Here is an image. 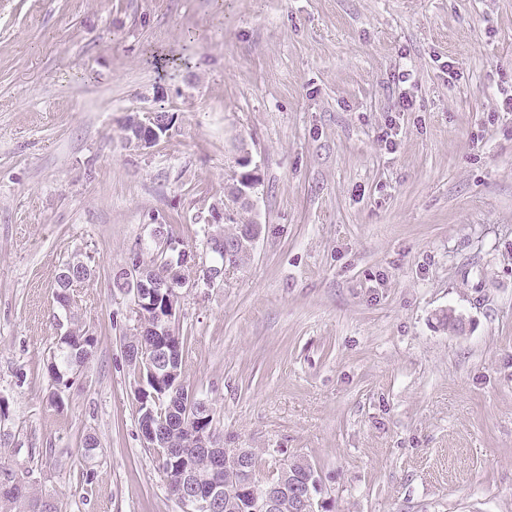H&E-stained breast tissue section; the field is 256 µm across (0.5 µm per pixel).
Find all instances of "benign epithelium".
I'll list each match as a JSON object with an SVG mask.
<instances>
[{
	"label": "benign epithelium",
	"mask_w": 512,
	"mask_h": 512,
	"mask_svg": "<svg viewBox=\"0 0 512 512\" xmlns=\"http://www.w3.org/2000/svg\"><path fill=\"white\" fill-rule=\"evenodd\" d=\"M174 121L168 111L161 108L146 112H136L125 120V139L138 149L153 147L161 138L169 135ZM235 181L227 187V198L216 201L209 207V215L204 221L206 246L203 252L189 248L184 243L164 231V225L154 224L150 230V240L158 248L157 254L166 271H148L135 260L112 271V277L123 285V294L131 296L137 314L136 330L146 322L151 326L153 339L147 346L139 349L126 348L125 356L133 360L144 361L148 369V380L152 383L166 381L174 390L184 391V395L194 398L185 391L182 379L181 351L173 323L176 308L183 289L213 288L224 282L227 264L214 260V255L230 250L225 243L223 230L226 217L239 206L253 207L258 195L260 178L257 169L236 172ZM198 270L196 279L187 281L182 278L184 267ZM86 267V263L74 258L66 266L65 276L71 279L70 291L54 295L59 308L71 314L73 290L82 284L74 274ZM192 403L181 406L180 402H171L168 419L155 423L152 418L141 420L139 429L143 444L147 448H165L168 432L181 429L186 423L195 424V430L186 448H166L168 456H177L182 460L197 454L205 456L210 471L200 473L193 468L179 470V473L167 471V486L183 512H213L224 496V486L234 484L241 493H249L257 487L264 488L262 498H254L251 505L254 512H276L278 501L283 495L291 497L296 508L302 512H322L324 504L331 499V489L321 475H316L314 463L306 457L286 459L279 465L280 474L286 480L269 483L271 475L251 466L248 451L244 448H228L217 444L213 430L206 420L189 415Z\"/></svg>",
	"instance_id": "1"
}]
</instances>
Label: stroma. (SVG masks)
Here are the masks:
<instances>
[{"mask_svg": "<svg viewBox=\"0 0 512 512\" xmlns=\"http://www.w3.org/2000/svg\"><path fill=\"white\" fill-rule=\"evenodd\" d=\"M510 93L512 0H0V459L58 512H181L112 270L157 223L199 247L245 148L262 236L176 315L221 436L309 458L333 512H512ZM159 106L170 135L129 147L127 115ZM77 253L95 354L57 404ZM86 266L87 264L80 258H73L72 260H70L69 265L65 267L67 271L64 273V275L69 277V279L71 280L70 289L65 294L62 293L57 295L56 292L54 294V298L59 308L62 309L66 313V315H69V318L73 307V291L75 290V288H78L83 283L80 279L76 278V276L74 278V274L78 273V271H82Z\"/></svg>", "mask_w": 512, "mask_h": 512, "instance_id": "obj_1", "label": "stroma"}]
</instances>
